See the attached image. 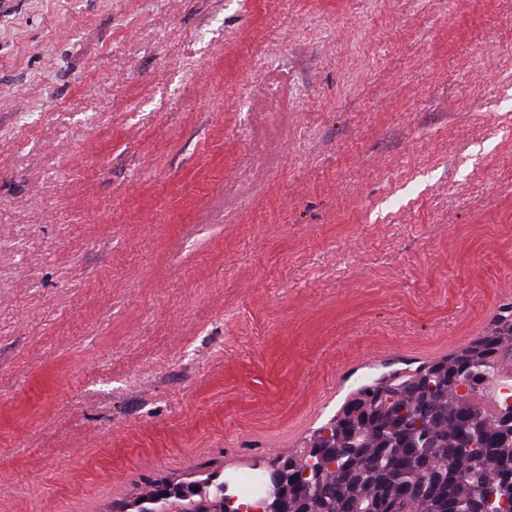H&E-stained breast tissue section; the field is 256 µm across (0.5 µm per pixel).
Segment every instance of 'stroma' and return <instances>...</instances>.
Returning a JSON list of instances; mask_svg holds the SVG:
<instances>
[{"instance_id": "35a3bbf8", "label": "stroma", "mask_w": 512, "mask_h": 512, "mask_svg": "<svg viewBox=\"0 0 512 512\" xmlns=\"http://www.w3.org/2000/svg\"><path fill=\"white\" fill-rule=\"evenodd\" d=\"M508 289L512 0H0V512L269 470Z\"/></svg>"}]
</instances>
